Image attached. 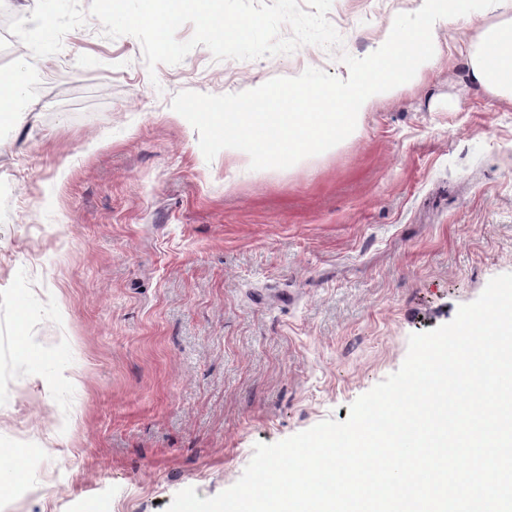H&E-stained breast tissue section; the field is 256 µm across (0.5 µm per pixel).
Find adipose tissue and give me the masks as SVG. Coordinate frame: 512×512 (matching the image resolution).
Here are the masks:
<instances>
[{"label":"adipose tissue","mask_w":512,"mask_h":512,"mask_svg":"<svg viewBox=\"0 0 512 512\" xmlns=\"http://www.w3.org/2000/svg\"><path fill=\"white\" fill-rule=\"evenodd\" d=\"M412 13L394 20L387 39L371 54L345 62L336 90L324 88L314 72L303 73L301 93L309 94L316 109L297 116L305 139H283L265 123L261 112L233 113L234 121L248 125L265 141H287L289 163L335 150L341 136L356 135L365 112L375 102L397 96L419 80L433 65L438 45L431 36L441 22L469 6L471 0H415ZM484 10L502 15L500 23L477 34L479 49L470 57L471 78L497 96L512 99V0H480Z\"/></svg>","instance_id":"1"}]
</instances>
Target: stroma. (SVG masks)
<instances>
[{"label":"stroma","instance_id":"1","mask_svg":"<svg viewBox=\"0 0 512 512\" xmlns=\"http://www.w3.org/2000/svg\"><path fill=\"white\" fill-rule=\"evenodd\" d=\"M412 0H332L334 57L148 69L96 18L0 83V512H166L235 484L256 443L327 420L396 372L411 334L512 273V100L438 26L432 68L336 151L286 165L225 112L307 70L324 86Z\"/></svg>","mask_w":512,"mask_h":512}]
</instances>
